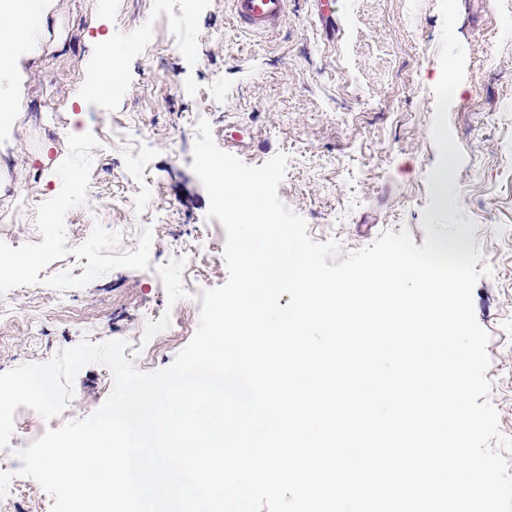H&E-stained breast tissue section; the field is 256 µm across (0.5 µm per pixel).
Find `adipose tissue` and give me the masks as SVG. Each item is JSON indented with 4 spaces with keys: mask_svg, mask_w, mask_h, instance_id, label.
Wrapping results in <instances>:
<instances>
[{
    "mask_svg": "<svg viewBox=\"0 0 512 512\" xmlns=\"http://www.w3.org/2000/svg\"><path fill=\"white\" fill-rule=\"evenodd\" d=\"M40 0H0V121L8 122L20 96L18 88L8 86L9 70L15 52L35 35L33 20Z\"/></svg>",
    "mask_w": 512,
    "mask_h": 512,
    "instance_id": "ef3b65f1",
    "label": "adipose tissue"
}]
</instances>
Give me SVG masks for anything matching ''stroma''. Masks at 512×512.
Masks as SVG:
<instances>
[{
    "mask_svg": "<svg viewBox=\"0 0 512 512\" xmlns=\"http://www.w3.org/2000/svg\"><path fill=\"white\" fill-rule=\"evenodd\" d=\"M35 28L13 75L17 110L0 125V252L37 263L0 271V372L114 339L152 372L188 344L202 290L228 279L226 233L191 168L203 118L246 164L286 153L279 199L343 252L404 228L423 246L427 212L447 236L472 224L490 400L512 437V0H335L331 15L288 0L263 39L239 30L230 0H46ZM106 34L124 76L97 90ZM191 243L207 260L177 265ZM112 385L90 364L59 416L17 408L0 449L6 512H51L16 453L91 415Z\"/></svg>",
    "mask_w": 512,
    "mask_h": 512,
    "instance_id": "stroma-1",
    "label": "stroma"
}]
</instances>
